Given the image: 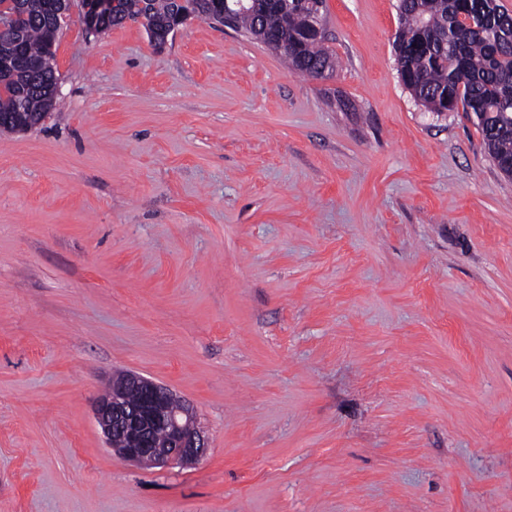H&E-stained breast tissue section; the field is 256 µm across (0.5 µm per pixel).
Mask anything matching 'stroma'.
I'll return each instance as SVG.
<instances>
[{
  "label": "stroma",
  "instance_id": "1",
  "mask_svg": "<svg viewBox=\"0 0 512 512\" xmlns=\"http://www.w3.org/2000/svg\"><path fill=\"white\" fill-rule=\"evenodd\" d=\"M398 0H326V79L192 19L58 33L0 132V512H512V178L398 74ZM134 372L203 459L115 455Z\"/></svg>",
  "mask_w": 512,
  "mask_h": 512
}]
</instances>
